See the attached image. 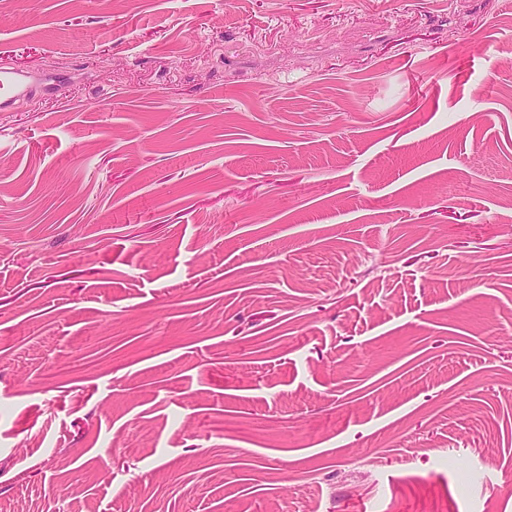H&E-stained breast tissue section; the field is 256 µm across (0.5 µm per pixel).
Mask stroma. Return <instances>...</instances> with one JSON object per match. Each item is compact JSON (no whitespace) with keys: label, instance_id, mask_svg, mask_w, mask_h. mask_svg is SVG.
I'll use <instances>...</instances> for the list:
<instances>
[{"label":"stroma","instance_id":"1","mask_svg":"<svg viewBox=\"0 0 512 512\" xmlns=\"http://www.w3.org/2000/svg\"><path fill=\"white\" fill-rule=\"evenodd\" d=\"M0 512H512V0H0ZM28 76L19 70L0 67V112L13 108L21 98L40 92L55 91L58 78H43L38 82H27Z\"/></svg>","mask_w":512,"mask_h":512}]
</instances>
